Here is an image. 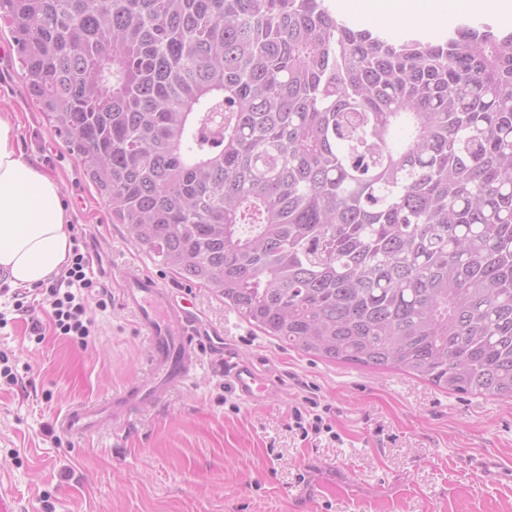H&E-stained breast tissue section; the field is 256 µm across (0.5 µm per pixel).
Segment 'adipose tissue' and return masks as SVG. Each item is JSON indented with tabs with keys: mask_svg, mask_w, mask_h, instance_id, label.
<instances>
[{
	"mask_svg": "<svg viewBox=\"0 0 512 512\" xmlns=\"http://www.w3.org/2000/svg\"><path fill=\"white\" fill-rule=\"evenodd\" d=\"M17 138V126L0 118V268L30 288L69 264L71 216L57 180L18 150Z\"/></svg>",
	"mask_w": 512,
	"mask_h": 512,
	"instance_id": "obj_1",
	"label": "adipose tissue"
}]
</instances>
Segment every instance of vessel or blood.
Instances as JSON below:
<instances>
[{"instance_id":"1","label":"vessel or blood","mask_w":512,"mask_h":512,"mask_svg":"<svg viewBox=\"0 0 512 512\" xmlns=\"http://www.w3.org/2000/svg\"><path fill=\"white\" fill-rule=\"evenodd\" d=\"M118 301L133 313L138 329L149 339L148 367L112 396L73 404L58 420L68 437L87 439L116 431L131 417L156 410L174 388L191 379L206 352L219 364L225 383L245 400L268 402L278 395L275 374L205 332L192 303L142 267L129 265L122 270Z\"/></svg>"}]
</instances>
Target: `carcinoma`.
Masks as SVG:
<instances>
[{
	"mask_svg": "<svg viewBox=\"0 0 512 512\" xmlns=\"http://www.w3.org/2000/svg\"><path fill=\"white\" fill-rule=\"evenodd\" d=\"M30 96L149 252L304 353L512 400V30L325 0H0ZM410 12L401 18V26L395 34L394 40L403 38L409 34H421L425 37H432L435 35L445 34L453 31L457 26L465 21L480 22L481 15H474L470 19V12L463 6L465 0H452L455 2L453 10V18L451 21L441 19L438 17V12L433 10L429 5L430 1L434 0H410ZM436 24H430V22ZM471 22V21H470Z\"/></svg>",
	"mask_w": 512,
	"mask_h": 512,
	"instance_id": "cac0c4a2",
	"label": "carcinoma"
}]
</instances>
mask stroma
<instances>
[{
    "instance_id": "obj_1",
    "label": "stroma",
    "mask_w": 512,
    "mask_h": 512,
    "mask_svg": "<svg viewBox=\"0 0 512 512\" xmlns=\"http://www.w3.org/2000/svg\"><path fill=\"white\" fill-rule=\"evenodd\" d=\"M454 2L447 21L430 0H411L398 36L453 31L470 18L463 0ZM11 42L0 22V116L19 122V148L57 178L94 278L115 289L134 263L183 286L113 223L78 156L30 98ZM192 292L206 329L281 378L278 398L242 400L206 354L161 407L132 417L119 435L82 441L60 433L57 417L137 377L146 337L115 302L91 308L87 345L39 340L30 325L47 322L45 295L21 315L0 292L8 320L0 353L26 383L21 390L0 378V493L15 497L20 512H512V400L321 361L264 335L208 289ZM317 414L332 433L303 434ZM479 459L490 462L489 475L473 470Z\"/></svg>"
}]
</instances>
